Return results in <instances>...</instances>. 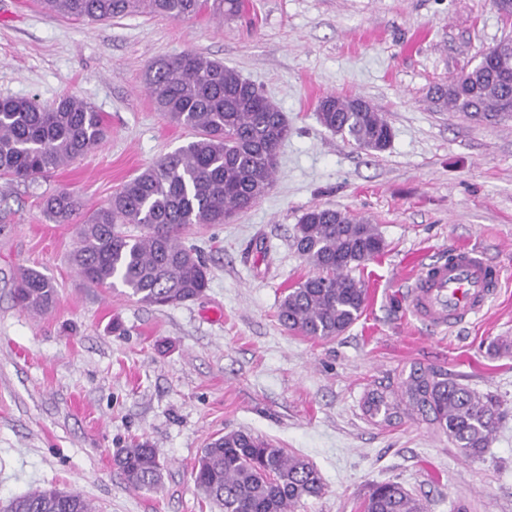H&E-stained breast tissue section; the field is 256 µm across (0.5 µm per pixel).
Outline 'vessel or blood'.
I'll return each instance as SVG.
<instances>
[{
  "label": "vessel or blood",
  "instance_id": "obj_1",
  "mask_svg": "<svg viewBox=\"0 0 512 512\" xmlns=\"http://www.w3.org/2000/svg\"><path fill=\"white\" fill-rule=\"evenodd\" d=\"M500 274L479 251L456 250L453 260L426 265L407 290L411 313L437 332L478 318L493 297Z\"/></svg>",
  "mask_w": 512,
  "mask_h": 512
}]
</instances>
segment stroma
I'll list each match as a JSON object with an SVG mask.
<instances>
[{
    "instance_id": "1",
    "label": "stroma",
    "mask_w": 512,
    "mask_h": 512,
    "mask_svg": "<svg viewBox=\"0 0 512 512\" xmlns=\"http://www.w3.org/2000/svg\"><path fill=\"white\" fill-rule=\"evenodd\" d=\"M510 37L489 0H245L235 20L104 23L0 0V97L49 105L72 94L108 128L70 167L0 179V505L57 487L96 512H223L191 472L209 438L243 430L319 470L321 496L296 512H362L388 482L429 512H512V119L476 121L429 95ZM185 52L235 68L290 132L265 196L226 223L186 228L210 269L205 294L157 308L86 281L72 262L75 225L49 219L43 201L64 187L85 207L107 204L189 140L143 82L151 61ZM330 93L368 100L393 130L390 146L371 155L323 127L315 107ZM314 206L369 221L385 244L354 272L368 293L362 315L331 340L277 320L284 291L314 273L292 246ZM463 247L500 269L501 286L478 319L438 334L411 315L406 290ZM23 267L56 284L48 314L16 303ZM414 363L500 398L507 419L482 459L409 415L381 427L364 413L366 390L398 386ZM135 440L159 451L155 490L128 488L113 464Z\"/></svg>"
}]
</instances>
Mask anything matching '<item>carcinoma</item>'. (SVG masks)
Returning <instances> with one entry per match:
<instances>
[{
	"mask_svg": "<svg viewBox=\"0 0 512 512\" xmlns=\"http://www.w3.org/2000/svg\"><path fill=\"white\" fill-rule=\"evenodd\" d=\"M43 10L104 22L146 10L174 21L190 20L210 7L235 18L243 0H40ZM145 86L169 121L193 132L191 140L130 179L111 200L84 210L66 188L44 200L59 224L80 219L74 264L86 280L148 306L193 301L209 287L206 263L181 242L190 224H222L251 208L268 191L278 151L288 138L284 113L232 67L185 52L153 61ZM432 99L469 117H512V44L495 50L478 70L456 74L433 87ZM316 112L328 130L360 149L380 153L393 132L387 120L360 96L328 94ZM101 113L74 95L50 106L33 98H0V177L27 182L52 174L90 153L104 140ZM140 234L125 231L127 225ZM296 252L318 273L282 295L278 319L288 331L322 339L344 333L360 317L367 290L354 268L378 256L384 240L365 220L315 206L295 225ZM15 299L23 310L43 315L55 304L54 282L34 268L20 271ZM448 436L470 459L483 456L506 417L499 398L477 394L442 369L413 364L398 389H374L365 401L376 423L393 424L399 404ZM114 465L128 487L152 490L161 481L158 450L146 442L121 449ZM205 499L224 512H295L322 494V478L307 459L244 431L211 439L192 473ZM363 512H427V505L398 483L374 487ZM0 512H94L77 492L54 487L10 499Z\"/></svg>",
	"mask_w": 512,
	"mask_h": 512,
	"instance_id": "cac0c4a2",
	"label": "carcinoma"
}]
</instances>
